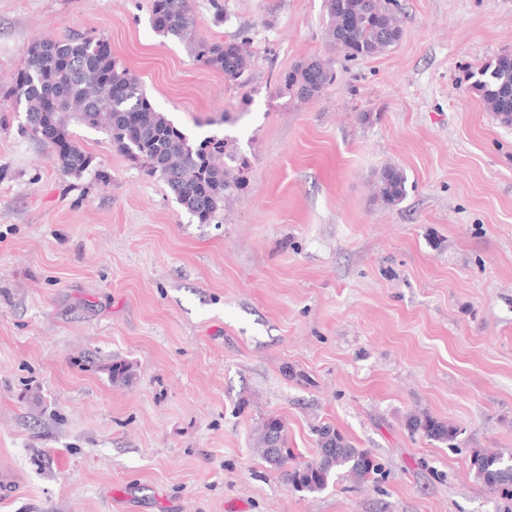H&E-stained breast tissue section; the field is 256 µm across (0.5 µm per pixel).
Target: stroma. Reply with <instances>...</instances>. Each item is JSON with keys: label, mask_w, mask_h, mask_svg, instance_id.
<instances>
[{"label": "stroma", "mask_w": 512, "mask_h": 512, "mask_svg": "<svg viewBox=\"0 0 512 512\" xmlns=\"http://www.w3.org/2000/svg\"><path fill=\"white\" fill-rule=\"evenodd\" d=\"M400 2L399 41L349 60L324 0H191L194 38L249 39L229 81L153 32L152 0H0V512H500L469 451L512 453V126L467 76L512 54V0ZM84 34L246 159L212 223L100 131L69 120L92 163L68 177L21 134L25 48ZM311 58L335 78L303 103L280 77ZM422 411L463 452L410 434ZM271 415L296 461L329 424L384 476L294 490L254 445ZM407 177L397 167L386 168L378 181L377 194L387 206L399 205L407 195Z\"/></svg>", "instance_id": "obj_1"}]
</instances>
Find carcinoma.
Masks as SVG:
<instances>
[{"label": "carcinoma", "instance_id": "cac0c4a2", "mask_svg": "<svg viewBox=\"0 0 512 512\" xmlns=\"http://www.w3.org/2000/svg\"><path fill=\"white\" fill-rule=\"evenodd\" d=\"M324 6L328 36L350 59L382 53L400 38L398 0H324ZM194 23L189 0H153L151 26L156 35L183 40ZM243 41V36L222 43L198 40L192 44L194 60L236 81L251 65ZM473 78L471 88L487 109L502 124L512 126V54L498 56ZM332 81L329 63L308 59L282 76L281 85L296 100L307 102L322 96ZM7 96L25 112L22 128L56 147V167L63 177L82 173L92 162L79 142L70 137L66 123L70 114L87 127L105 126L112 144L144 159L150 173L159 175L177 203L201 224L213 221L224 209V201L244 186L224 167V140L207 137L198 144L191 141L154 108L139 79L118 64L102 37L80 35L32 42ZM377 194L385 205H399L407 195L403 170L386 168L378 181ZM107 370L114 385L132 382V366L123 359L112 360ZM407 426L413 435L421 434L461 450L460 432L444 420L414 414ZM314 433L318 457L296 463L288 448L285 423L269 416L257 429L255 448L297 491L318 493L336 478L361 484L380 471V464L368 450L355 447L334 426L319 425ZM471 464L478 482L512 501V454L473 448Z\"/></svg>", "mask_w": 512, "mask_h": 512}]
</instances>
